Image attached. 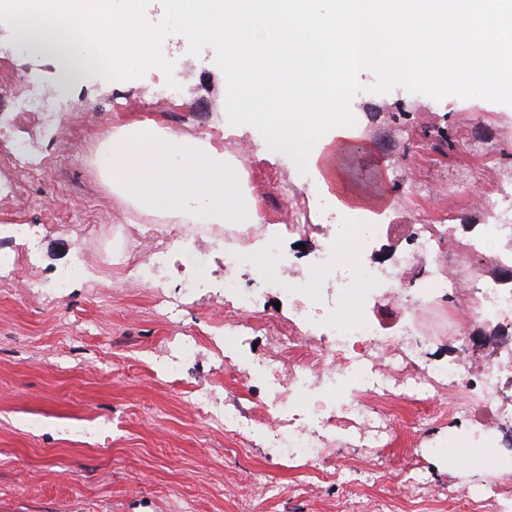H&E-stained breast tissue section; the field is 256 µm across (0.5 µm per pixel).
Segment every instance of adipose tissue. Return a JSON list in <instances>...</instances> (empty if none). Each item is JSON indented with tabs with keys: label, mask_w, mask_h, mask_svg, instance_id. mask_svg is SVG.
<instances>
[{
	"label": "adipose tissue",
	"mask_w": 512,
	"mask_h": 512,
	"mask_svg": "<svg viewBox=\"0 0 512 512\" xmlns=\"http://www.w3.org/2000/svg\"><path fill=\"white\" fill-rule=\"evenodd\" d=\"M182 38L224 44V90L277 145L295 153L339 211L368 206L339 159L354 121L343 90L357 71L381 69L416 79L461 70L466 79L512 95V0H163ZM93 24L78 8L29 0L20 12L29 46L107 48L111 75L129 60L159 74L155 46L164 27L142 21L139 0L113 12L93 0ZM97 169L142 216L181 224H257L260 198L241 168L210 140L185 138L142 122L113 130Z\"/></svg>",
	"instance_id": "adipose-tissue-1"
}]
</instances>
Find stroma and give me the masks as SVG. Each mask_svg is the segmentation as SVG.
<instances>
[{
	"mask_svg": "<svg viewBox=\"0 0 512 512\" xmlns=\"http://www.w3.org/2000/svg\"><path fill=\"white\" fill-rule=\"evenodd\" d=\"M179 68L187 77L173 111L154 96L157 78L133 60L120 80L86 71L69 82L48 53L0 55V109L35 85L66 105L0 124V143L29 153L28 168L9 171L14 195L0 194V248L11 247L9 227L18 222L33 225L39 238L35 259L19 254L13 287H0V512H460L448 499L449 485L479 489L486 461L423 455L419 466L430 486L414 496L406 491L411 443L421 437L435 445L449 431L441 417L417 434L425 403L395 405L394 440L379 451L386 462L381 477L366 479L360 449L333 448L323 462L322 490L309 497L297 491L303 461L281 458L258 437L226 436L200 418L190 396L200 382H211L218 405L245 413L259 411L263 392L247 374L224 370V308L215 289H204L174 325L156 314L132 264L100 258L104 237L135 239L143 219L120 223L124 205L98 175L96 145L134 120L194 138L211 129L260 191L263 223H287L296 206L307 211L310 229L289 237L288 246L318 248L316 227L326 213L295 155L277 148L274 131L245 120L227 98L222 43L180 41L165 72ZM351 84L363 90L348 103L360 115L356 132L366 146L352 176L363 182L382 170L397 197L393 206L367 211L394 227L384 254L400 250L410 225L426 219L450 217L465 231L482 223L475 196L488 191L497 171L512 168V99L454 82L416 87L382 71L359 73ZM426 128L471 144V153L440 156L423 139ZM80 247L99 259L93 277L48 303L24 293L23 280L50 281ZM184 334L200 345L172 382L148 356Z\"/></svg>",
	"mask_w": 512,
	"mask_h": 512,
	"instance_id": "obj_1",
	"label": "stroma"
}]
</instances>
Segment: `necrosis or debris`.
<instances>
[{
  "label": "necrosis or debris",
  "mask_w": 512,
  "mask_h": 512,
  "mask_svg": "<svg viewBox=\"0 0 512 512\" xmlns=\"http://www.w3.org/2000/svg\"><path fill=\"white\" fill-rule=\"evenodd\" d=\"M477 207L486 215L476 237L460 256L449 246L456 238L453 224H423L405 248L391 260L369 261L385 227L366 217L351 216L356 245L327 241L310 257L289 297L303 299L293 326L280 332L274 323L258 326L252 319L256 294L235 278L224 280V294L233 312L224 320V331L245 337L257 331L269 334L276 346L273 355L248 359L225 355L227 372L251 371L261 382L262 410L274 422L260 429L251 418L215 406L213 387L198 384L193 401L198 411L233 436L247 440L260 435L283 457L301 459L317 467L339 440L370 451L367 472L383 473L385 462L374 451L390 444L394 428L389 413L400 401L434 403L450 391L457 397L451 413L462 430L450 434L448 445L468 448L493 458L495 467L479 490L449 486L455 501L486 503L491 512H512V495L504 490L512 483V457L501 451L498 430L512 432V353L497 362L478 363L473 338L476 325L494 323L512 335V285L484 274V267L512 270V170L499 174L494 191L479 198ZM207 239L223 254L228 265H237L257 239H265L276 266L265 279L280 285V264L285 258L278 238L268 236L263 224H227L221 227H171L167 248L183 249ZM351 253L353 274L343 271L342 256ZM137 280L152 290L156 312L173 318L183 301L196 294L195 285L182 288L180 296L162 291L158 268L151 261L135 264ZM422 279L416 295L402 292L411 270ZM397 304L408 320L384 334L364 313L370 299ZM437 306L448 314V333L456 337L461 359L436 362L429 358L416 317L426 307Z\"/></svg>",
  "instance_id": "obj_1"
}]
</instances>
